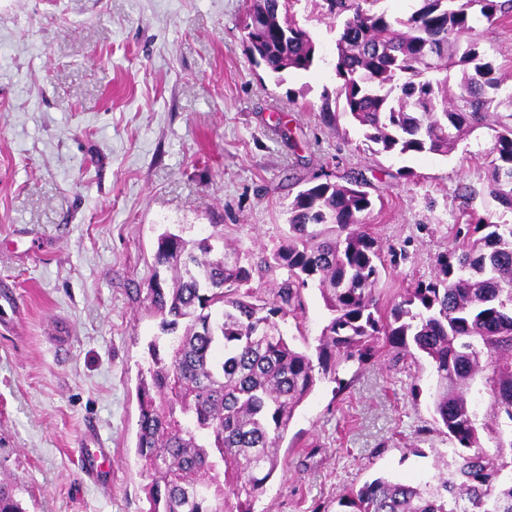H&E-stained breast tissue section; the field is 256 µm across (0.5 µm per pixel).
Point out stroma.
I'll return each instance as SVG.
<instances>
[{
    "instance_id": "35a3bbf8",
    "label": "stroma",
    "mask_w": 512,
    "mask_h": 512,
    "mask_svg": "<svg viewBox=\"0 0 512 512\" xmlns=\"http://www.w3.org/2000/svg\"><path fill=\"white\" fill-rule=\"evenodd\" d=\"M250 0H0V478L27 512H144L135 456L138 367L158 320L146 301L158 235L214 226L255 263L288 234L295 195L356 176L385 268L382 306L430 280L457 232L512 212L485 191L488 139L449 155L372 153L338 119V29L323 0L290 14L312 33L310 71L276 82L246 48ZM512 86V17L482 29ZM410 177H401V170ZM282 330L316 348L328 311L316 288ZM423 356L337 365L297 409L254 512H337L379 476L415 483L458 447L433 417ZM480 444L512 435L485 376L467 394ZM111 451L104 480L80 470L87 430Z\"/></svg>"
}]
</instances>
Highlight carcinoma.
I'll list each match as a JSON object with an SVG mask.
<instances>
[{
  "instance_id": "obj_1",
  "label": "carcinoma",
  "mask_w": 512,
  "mask_h": 512,
  "mask_svg": "<svg viewBox=\"0 0 512 512\" xmlns=\"http://www.w3.org/2000/svg\"><path fill=\"white\" fill-rule=\"evenodd\" d=\"M341 19L336 100L373 153L446 156L478 130L491 147L488 196L512 211V94L480 43L483 23L512 14V0H417L410 13L376 11L378 0H325ZM290 0H251L258 26L246 33L256 65L277 81L308 71L316 43L287 18ZM373 209L358 178L321 182L295 196L288 236L253 265L224 244L158 237L147 288L161 335L138 374L136 455L147 512H254L252 504L280 464L278 449L297 408L341 361L376 357L377 341L401 357L422 353L437 377L436 420L463 448L431 481L377 477L339 499L343 512H512V440L481 448L466 390L488 378L496 414L512 421V225L489 215L438 260L428 282L381 309L384 269L367 230ZM287 277L265 301L254 272ZM318 288L331 312L316 357L297 348L279 322L297 316L302 290ZM18 482L0 479V512H25Z\"/></svg>"
}]
</instances>
